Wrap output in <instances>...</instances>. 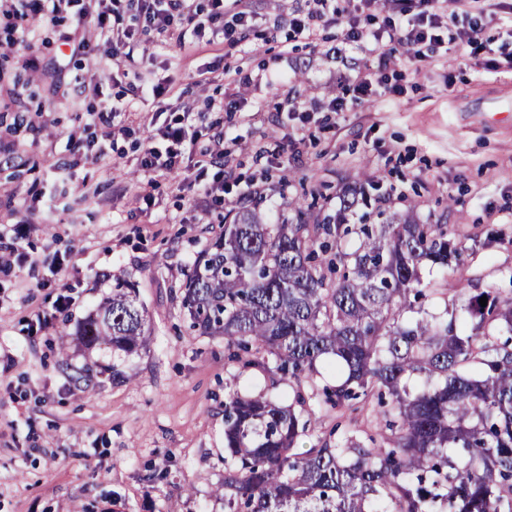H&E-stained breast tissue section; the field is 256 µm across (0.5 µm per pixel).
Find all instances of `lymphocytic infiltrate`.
<instances>
[{
    "label": "lymphocytic infiltrate",
    "instance_id": "lymphocytic-infiltrate-1",
    "mask_svg": "<svg viewBox=\"0 0 512 512\" xmlns=\"http://www.w3.org/2000/svg\"><path fill=\"white\" fill-rule=\"evenodd\" d=\"M135 12L136 27L123 30L125 41H133L139 34L159 35L178 33L179 36L196 37L211 34L212 37L229 39L230 32L224 26V0H213L208 23L198 22L189 0H127ZM378 0H360V7L346 20L348 42L369 45L377 58V69L358 76L352 88L356 99L372 96L375 86L385 83L384 73L389 70L397 47H404L410 60L419 63L428 53L437 51L444 40L442 28L452 25L453 15L448 12L447 0H421L419 12H411L405 0H396V15L387 19L384 26L374 27V12ZM76 8L82 19L81 27L75 28L70 38L74 48L89 57L95 72L111 74L112 63L119 55L112 45V33L121 16L113 6V0H0V14L27 22L38 14L58 15L69 8ZM80 100L95 101L93 117L103 127L105 138L112 135V120L116 114L129 111L130 105L123 98L112 100L102 96V82L89 79L76 90ZM199 132L190 110H183L178 118L170 121L162 133L166 147H159L154 138H147L141 160L144 176H152L159 170L169 171L176 165L181 149L196 145Z\"/></svg>",
    "mask_w": 512,
    "mask_h": 512
}]
</instances>
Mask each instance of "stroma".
<instances>
[{
	"instance_id": "35a3bbf8",
	"label": "stroma",
	"mask_w": 512,
	"mask_h": 512,
	"mask_svg": "<svg viewBox=\"0 0 512 512\" xmlns=\"http://www.w3.org/2000/svg\"><path fill=\"white\" fill-rule=\"evenodd\" d=\"M309 0H244L252 18L242 39L151 34L134 43L105 97L128 95L144 68L191 106L205 139L223 137L235 181L222 202L193 187L217 170L182 151L177 168L155 176L142 198L143 140L162 126L152 95L116 119L105 158L76 150L93 128L85 108L52 96L73 88L84 60L63 40L74 14L38 16L27 44L47 68L38 77L13 53H0V512H224V400L260 390L255 369L228 362L220 336L189 330L179 289L198 254L220 232L225 213L252 198L268 221L312 191L335 212L337 197L362 173L377 175L372 207L414 212L444 224L464 245L453 277L468 292L512 293V37L487 27L471 59L456 48L414 67L397 53L390 82L397 97L330 103L362 69L361 47L345 42L343 15L316 20L313 39L295 36L289 14ZM212 80L196 85L199 70ZM251 76L245 107H231L228 73ZM299 110L284 114L285 99ZM224 100L214 111L212 100ZM68 265L67 285L53 270ZM135 285L151 332L147 348H88L81 323L112 295ZM71 300L63 313L59 294ZM121 371L124 382L113 381ZM158 481H147L149 473Z\"/></svg>"
}]
</instances>
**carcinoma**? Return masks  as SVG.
<instances>
[{"instance_id": "obj_1", "label": "carcinoma", "mask_w": 512, "mask_h": 512, "mask_svg": "<svg viewBox=\"0 0 512 512\" xmlns=\"http://www.w3.org/2000/svg\"><path fill=\"white\" fill-rule=\"evenodd\" d=\"M363 194L352 187L323 216L299 198L274 224L239 203L180 287L191 331L224 337L229 359L294 388L286 406L263 390L225 400L224 512H512V295H468L448 279L462 248L445 224L384 211L347 224ZM424 264L443 273L446 319H404L407 294L424 296ZM80 336L147 346L134 285L116 284ZM325 372L342 381L319 384ZM372 398L383 445L320 437L296 452L322 405Z\"/></svg>"}]
</instances>
